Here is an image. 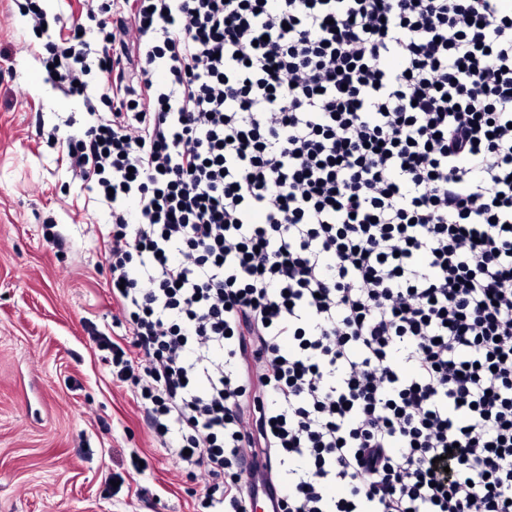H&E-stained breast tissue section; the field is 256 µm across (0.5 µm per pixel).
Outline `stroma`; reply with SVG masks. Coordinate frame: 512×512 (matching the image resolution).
<instances>
[{
    "mask_svg": "<svg viewBox=\"0 0 512 512\" xmlns=\"http://www.w3.org/2000/svg\"><path fill=\"white\" fill-rule=\"evenodd\" d=\"M40 51L0 0V512H197L202 480L153 439L90 337L126 332L110 216L71 172L83 102L46 83Z\"/></svg>",
    "mask_w": 512,
    "mask_h": 512,
    "instance_id": "1",
    "label": "stroma"
}]
</instances>
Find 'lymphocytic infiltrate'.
Masks as SVG:
<instances>
[{
	"instance_id": "obj_1",
	"label": "lymphocytic infiltrate",
	"mask_w": 512,
	"mask_h": 512,
	"mask_svg": "<svg viewBox=\"0 0 512 512\" xmlns=\"http://www.w3.org/2000/svg\"><path fill=\"white\" fill-rule=\"evenodd\" d=\"M126 5L20 9L89 116L96 343L206 507L251 512L249 458L276 512H512V10Z\"/></svg>"
}]
</instances>
